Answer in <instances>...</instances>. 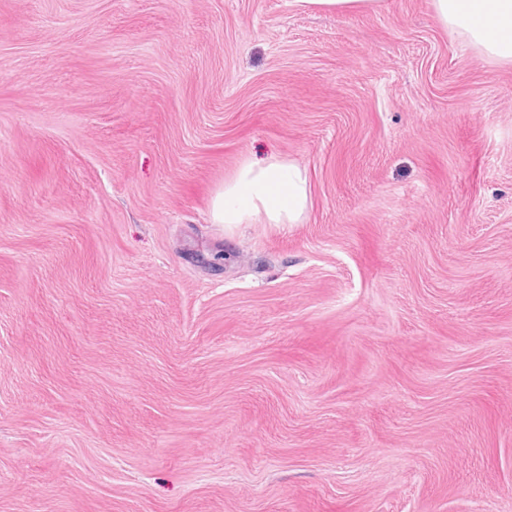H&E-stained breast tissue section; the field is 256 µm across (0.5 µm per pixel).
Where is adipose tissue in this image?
Returning <instances> with one entry per match:
<instances>
[{"label": "adipose tissue", "instance_id": "adipose-tissue-1", "mask_svg": "<svg viewBox=\"0 0 512 512\" xmlns=\"http://www.w3.org/2000/svg\"><path fill=\"white\" fill-rule=\"evenodd\" d=\"M440 24L486 57L512 63V0H431ZM310 206L305 167L276 156L243 161L211 200L216 224H298Z\"/></svg>", "mask_w": 512, "mask_h": 512}]
</instances>
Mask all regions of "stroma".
<instances>
[{
	"instance_id": "1",
	"label": "stroma",
	"mask_w": 512,
	"mask_h": 512,
	"mask_svg": "<svg viewBox=\"0 0 512 512\" xmlns=\"http://www.w3.org/2000/svg\"><path fill=\"white\" fill-rule=\"evenodd\" d=\"M272 155L303 221L213 223ZM0 512H512V65L430 0H0ZM303 8L311 11L347 14L359 9H376L380 0H296Z\"/></svg>"
}]
</instances>
